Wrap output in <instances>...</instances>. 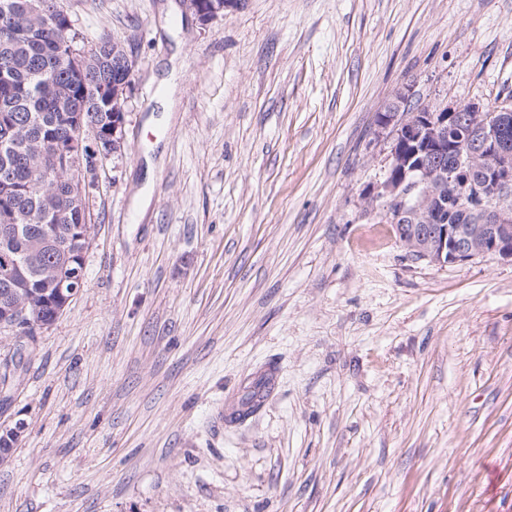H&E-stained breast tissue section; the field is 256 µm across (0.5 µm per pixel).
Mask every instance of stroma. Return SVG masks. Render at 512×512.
<instances>
[{"instance_id":"1","label":"stroma","mask_w":512,"mask_h":512,"mask_svg":"<svg viewBox=\"0 0 512 512\" xmlns=\"http://www.w3.org/2000/svg\"><path fill=\"white\" fill-rule=\"evenodd\" d=\"M66 6L135 67L79 294L0 330V512H512V262L415 259L366 202L404 86L512 96V0ZM189 2L190 9L198 20L203 23L213 21L224 16L227 9H241L246 0H185Z\"/></svg>"}]
</instances>
